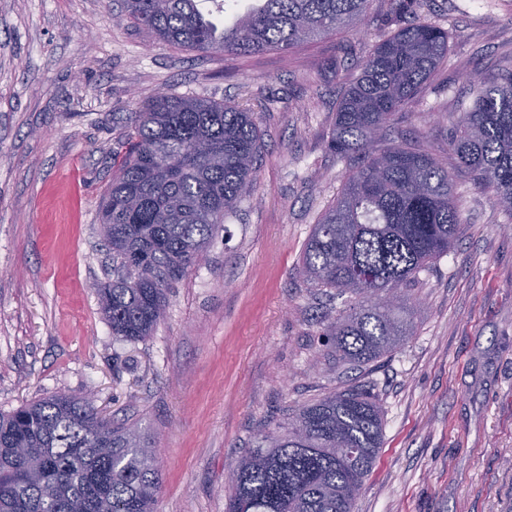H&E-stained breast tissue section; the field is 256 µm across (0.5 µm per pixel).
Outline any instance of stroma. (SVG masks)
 <instances>
[{
  "label": "stroma",
  "mask_w": 512,
  "mask_h": 512,
  "mask_svg": "<svg viewBox=\"0 0 512 512\" xmlns=\"http://www.w3.org/2000/svg\"><path fill=\"white\" fill-rule=\"evenodd\" d=\"M422 13L448 30V56L389 137L448 168L462 224L412 288L407 336L354 369L321 341L342 299L300 267L344 182L327 147L337 99L405 21L398 0H374L342 34L233 60L154 39L121 0H0V412L91 395L149 435L157 512H224L226 476L262 434L361 386L384 444L354 512H512V228L449 146L470 74L512 64V0H428ZM160 92L253 110L261 166L153 336L130 343L113 339L94 288L98 212L128 114Z\"/></svg>",
  "instance_id": "35a3bbf8"
}]
</instances>
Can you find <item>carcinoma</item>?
Returning a JSON list of instances; mask_svg holds the SVG:
<instances>
[{
	"label": "carcinoma",
	"instance_id": "carcinoma-1",
	"mask_svg": "<svg viewBox=\"0 0 512 512\" xmlns=\"http://www.w3.org/2000/svg\"><path fill=\"white\" fill-rule=\"evenodd\" d=\"M201 2L124 0V9L169 45L236 57L334 35L365 18L373 0H257L222 26ZM448 39L414 14L373 46L337 104L330 149L349 167L313 226L301 274L352 298L324 332L343 363L368 366L397 346L408 292L462 224L452 174L437 158L416 143L381 146L396 112L448 56ZM474 91L452 151L459 168L494 189L509 227L512 67ZM200 141L208 153L196 151ZM261 148L255 113L229 102L158 93L129 113L100 213L112 275L97 293L113 338L145 340L164 320L170 289L251 191ZM375 294L393 303L380 306ZM382 438L381 407L358 388L306 404L238 461L226 512H354ZM161 485L139 427L103 419L90 398L55 394L0 414V512H156Z\"/></svg>",
	"mask_w": 512,
	"mask_h": 512
}]
</instances>
